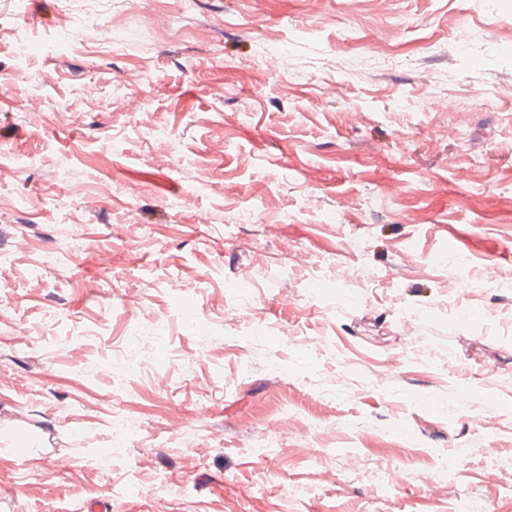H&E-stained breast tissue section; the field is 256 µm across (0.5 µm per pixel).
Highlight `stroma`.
Listing matches in <instances>:
<instances>
[{
  "instance_id": "1",
  "label": "stroma",
  "mask_w": 512,
  "mask_h": 512,
  "mask_svg": "<svg viewBox=\"0 0 512 512\" xmlns=\"http://www.w3.org/2000/svg\"><path fill=\"white\" fill-rule=\"evenodd\" d=\"M0 73V512H512V0H0Z\"/></svg>"
}]
</instances>
